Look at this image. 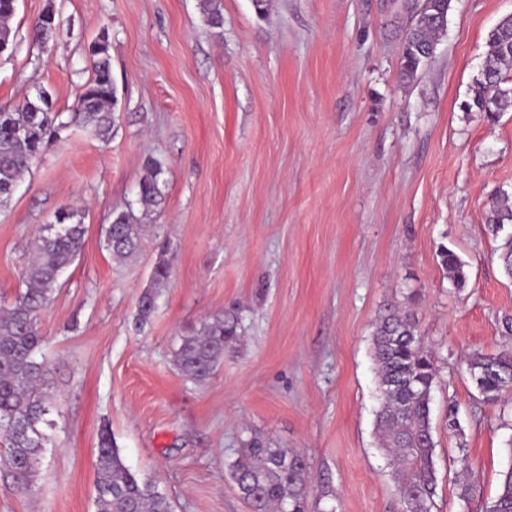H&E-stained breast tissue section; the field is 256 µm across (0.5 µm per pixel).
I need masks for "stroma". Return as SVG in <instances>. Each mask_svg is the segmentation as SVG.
Returning a JSON list of instances; mask_svg holds the SVG:
<instances>
[{
	"instance_id": "1",
	"label": "stroma",
	"mask_w": 512,
	"mask_h": 512,
	"mask_svg": "<svg viewBox=\"0 0 512 512\" xmlns=\"http://www.w3.org/2000/svg\"><path fill=\"white\" fill-rule=\"evenodd\" d=\"M405 0H18L0 55V108L37 89L69 113L107 36L117 87L109 143L62 129L0 206V306L23 287L34 231L78 210L84 245L39 323L53 402L32 491L0 469V512H95L98 443L172 512H252L229 475L260 433L310 464L307 512H398L379 446L372 332L388 305L414 312L435 354L431 512H485L512 438V393L482 400L460 369L498 352L512 315L502 237L485 224L512 196V105L468 109L491 29L512 0H452L433 57L400 77ZM53 9L60 35L32 42ZM163 166L151 231L122 262L112 213L135 202L147 158ZM167 243L172 275L148 324L139 297ZM464 262L454 286L441 247ZM235 311L242 341L205 382L173 362L182 337ZM459 430L448 426L449 402ZM480 474L459 498L463 467Z\"/></svg>"
}]
</instances>
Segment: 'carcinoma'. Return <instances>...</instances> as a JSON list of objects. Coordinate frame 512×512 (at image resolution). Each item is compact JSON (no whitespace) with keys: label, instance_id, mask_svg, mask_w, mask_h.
<instances>
[{"label":"carcinoma","instance_id":"obj_1","mask_svg":"<svg viewBox=\"0 0 512 512\" xmlns=\"http://www.w3.org/2000/svg\"><path fill=\"white\" fill-rule=\"evenodd\" d=\"M17 0H0V37H12L10 21ZM452 0H422L424 13L446 17ZM210 26L223 24L221 0H202ZM441 27L431 26L422 15H409L402 42L401 74L412 80L420 66L434 55ZM481 76L476 80L472 104L480 112H491L512 101V90L502 88L503 69L512 64V15L502 18L489 32ZM92 76L81 86L69 122L78 124L101 141L115 125L117 93L112 81L108 39L101 37L89 49ZM67 122V123H69ZM61 120L47 92L40 90L25 99L17 110L0 109V205L11 198L18 182L31 170L39 155L51 144ZM162 164L151 158L139 182L136 204L117 211L107 229V247L119 259L132 256L139 247L143 220L162 199ZM486 223L497 232L512 224V199L503 194L489 205ZM86 233L81 218L65 224H45L33 241L34 259L25 271V290L14 303L0 311V430L8 443L3 462L11 469L19 487L33 483L49 437L42 426L51 403L45 392L46 364L38 359L44 343L39 320L47 310L61 272L80 253ZM453 284L466 282L465 264L450 249L439 252ZM171 276L169 259L160 257L150 285L142 292L136 319L146 323L156 308L158 289ZM239 317L235 313L215 315L202 322L190 336L182 338L174 352L178 370L195 381L209 378L224 360V349L238 339ZM381 404L376 426L381 445L392 456L398 484L400 512H430L437 487L435 442L430 422L432 390L437 379L434 356L424 345L412 311L393 305L386 308L372 333ZM471 381H479L484 401L496 403L512 390V346L497 353H473L465 361ZM239 495L252 512H305L311 491L310 465L297 451L277 446L270 438L255 434L243 443L239 459L230 467ZM480 485V475L466 471L461 500L467 502ZM97 512H171L165 495L137 480L125 465L108 429L101 431L97 459ZM487 512H512V461L502 472L501 491Z\"/></svg>","mask_w":512,"mask_h":512}]
</instances>
